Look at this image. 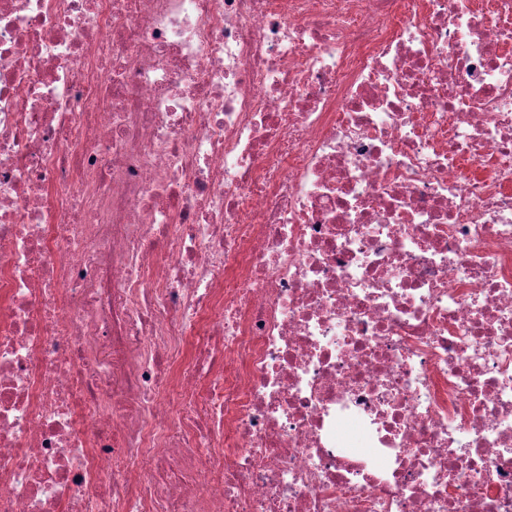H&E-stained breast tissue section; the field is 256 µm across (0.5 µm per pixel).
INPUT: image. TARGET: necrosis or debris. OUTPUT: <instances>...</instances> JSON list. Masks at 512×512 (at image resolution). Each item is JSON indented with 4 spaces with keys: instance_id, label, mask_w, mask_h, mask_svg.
<instances>
[{
    "instance_id": "necrosis-or-debris-1",
    "label": "necrosis or debris",
    "mask_w": 512,
    "mask_h": 512,
    "mask_svg": "<svg viewBox=\"0 0 512 512\" xmlns=\"http://www.w3.org/2000/svg\"><path fill=\"white\" fill-rule=\"evenodd\" d=\"M0 512H512V0H0Z\"/></svg>"
}]
</instances>
